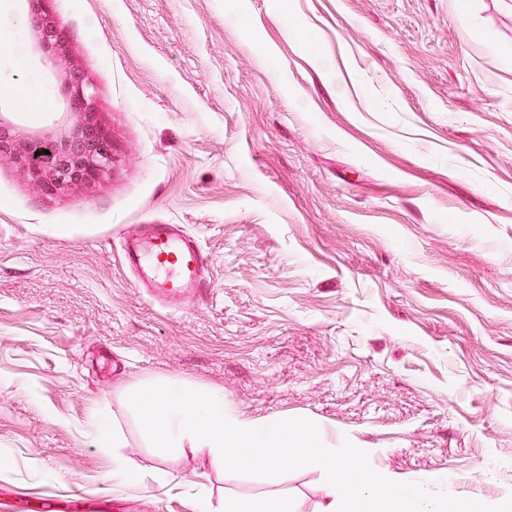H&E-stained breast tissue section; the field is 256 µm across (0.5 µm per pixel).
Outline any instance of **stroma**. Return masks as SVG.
Wrapping results in <instances>:
<instances>
[{"label":"stroma","instance_id":"35a3bbf8","mask_svg":"<svg viewBox=\"0 0 512 512\" xmlns=\"http://www.w3.org/2000/svg\"><path fill=\"white\" fill-rule=\"evenodd\" d=\"M0 113L59 130L64 36L112 143L93 183L49 191L0 156V512H194L287 496L159 454L126 388H220L238 418L313 421L384 477L449 472L512 495V0H5ZM176 224L207 299L151 297L121 245ZM103 411L140 474L113 484Z\"/></svg>","mask_w":512,"mask_h":512}]
</instances>
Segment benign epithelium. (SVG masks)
<instances>
[{
	"label": "benign epithelium",
	"instance_id": "1",
	"mask_svg": "<svg viewBox=\"0 0 512 512\" xmlns=\"http://www.w3.org/2000/svg\"><path fill=\"white\" fill-rule=\"evenodd\" d=\"M63 86L70 111L76 114L92 111L93 94L78 71L68 69ZM46 150L50 152L49 159L36 156ZM19 153L29 175L51 190L89 184L102 169L112 164V144L94 129L89 117L57 138L37 137L20 145Z\"/></svg>",
	"mask_w": 512,
	"mask_h": 512
}]
</instances>
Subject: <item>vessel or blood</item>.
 Returning <instances> with one entry per match:
<instances>
[{
	"mask_svg": "<svg viewBox=\"0 0 512 512\" xmlns=\"http://www.w3.org/2000/svg\"><path fill=\"white\" fill-rule=\"evenodd\" d=\"M127 255L139 264L142 280L157 293L202 295L208 259L198 246L174 233L169 225H151L144 245L128 241Z\"/></svg>",
	"mask_w": 512,
	"mask_h": 512,
	"instance_id": "b4317fda",
	"label": "vessel or blood"
}]
</instances>
